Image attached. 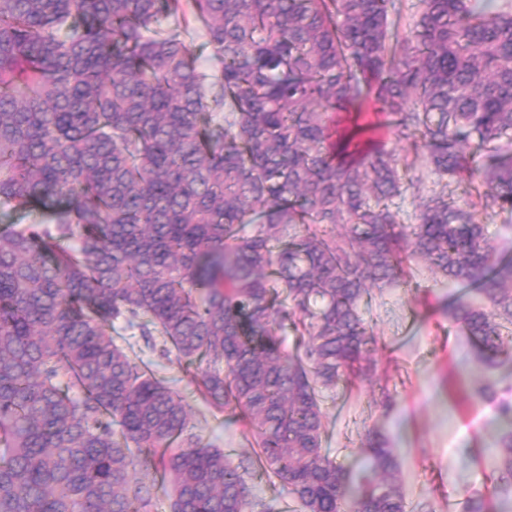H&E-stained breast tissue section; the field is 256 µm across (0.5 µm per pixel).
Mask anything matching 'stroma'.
<instances>
[{
    "label": "stroma",
    "mask_w": 512,
    "mask_h": 512,
    "mask_svg": "<svg viewBox=\"0 0 512 512\" xmlns=\"http://www.w3.org/2000/svg\"><path fill=\"white\" fill-rule=\"evenodd\" d=\"M472 292L471 285L444 279L415 261L408 284L364 296L361 309L375 336L374 372L355 388L326 393L322 405L323 446L330 456L358 473L365 465L358 448L366 434L384 437L401 463L409 505L427 503V512H464L472 494L482 495L492 512H512L492 476L496 404L474 393L486 371L468 336L448 316L453 302ZM114 328L131 358L144 361L184 397L204 443L236 462L253 456L236 414L206 401L174 356L150 351L122 323Z\"/></svg>",
    "instance_id": "stroma-1"
}]
</instances>
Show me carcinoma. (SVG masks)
I'll use <instances>...</instances> for the list:
<instances>
[{
	"label": "carcinoma",
	"mask_w": 512,
	"mask_h": 512,
	"mask_svg": "<svg viewBox=\"0 0 512 512\" xmlns=\"http://www.w3.org/2000/svg\"><path fill=\"white\" fill-rule=\"evenodd\" d=\"M501 2L0 0V200L45 215L0 231V512H278L256 471L299 512H407L385 439L366 436L356 478L324 451L321 393L373 371L360 301L420 259L480 294L448 315L493 395L512 259L477 214L512 213ZM419 159L459 193L409 224L395 199ZM116 321L161 338L255 458L187 432ZM496 411L507 493L512 401ZM190 23L184 28L183 38L188 48L199 58L203 70L211 71L215 68L211 48L206 44V38L200 24L189 17ZM252 493L266 500L274 499L277 503L279 512H296L288 511V507L296 509V504L292 496L288 493V489L279 483L272 484L266 480L265 477L257 475L252 482H249Z\"/></svg>",
	"instance_id": "1"
}]
</instances>
